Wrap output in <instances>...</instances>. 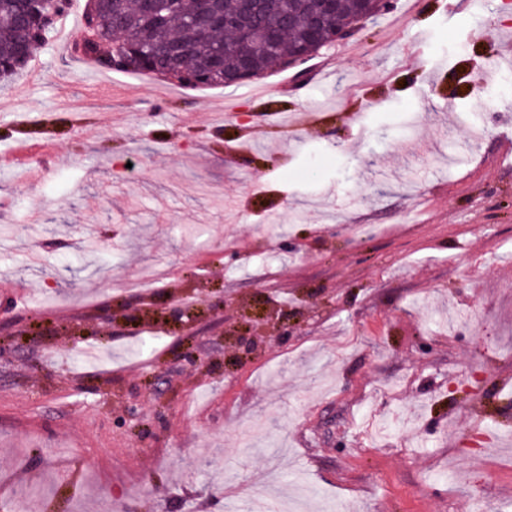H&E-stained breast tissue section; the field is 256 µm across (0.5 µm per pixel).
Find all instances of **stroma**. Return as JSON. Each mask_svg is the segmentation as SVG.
<instances>
[{
    "label": "stroma",
    "mask_w": 512,
    "mask_h": 512,
    "mask_svg": "<svg viewBox=\"0 0 512 512\" xmlns=\"http://www.w3.org/2000/svg\"><path fill=\"white\" fill-rule=\"evenodd\" d=\"M498 31L512 0H394L303 73L204 90L53 33L0 81V155L51 151L32 185L0 166V512L19 485L29 512H225L270 469L306 512H512ZM467 114L485 132L454 141Z\"/></svg>",
    "instance_id": "obj_1"
}]
</instances>
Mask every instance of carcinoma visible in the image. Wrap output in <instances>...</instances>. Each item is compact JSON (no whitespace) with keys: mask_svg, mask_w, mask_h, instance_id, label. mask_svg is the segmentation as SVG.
<instances>
[{"mask_svg":"<svg viewBox=\"0 0 512 512\" xmlns=\"http://www.w3.org/2000/svg\"><path fill=\"white\" fill-rule=\"evenodd\" d=\"M112 11V26L100 31L99 43L85 59L97 64L95 54L112 53V42L120 41L126 53L123 72L149 78L175 81L192 89L238 87V83L207 79L211 60L224 54V73L234 77L238 64L246 57L260 78L281 66L288 52L297 48L317 50L328 41L331 29L349 24L359 9V0H345L340 13L320 36L311 40L305 28L307 0H264L255 15L252 36L239 39L214 29L205 38L198 35L193 21L199 18L203 0H175L169 18L159 19L139 10L135 0H86V5ZM49 10L41 0H0V67L9 80L26 67L46 40L49 28L42 27L39 15ZM277 32L274 44L266 45L263 35Z\"/></svg>","mask_w":512,"mask_h":512,"instance_id":"obj_1","label":"carcinoma"}]
</instances>
